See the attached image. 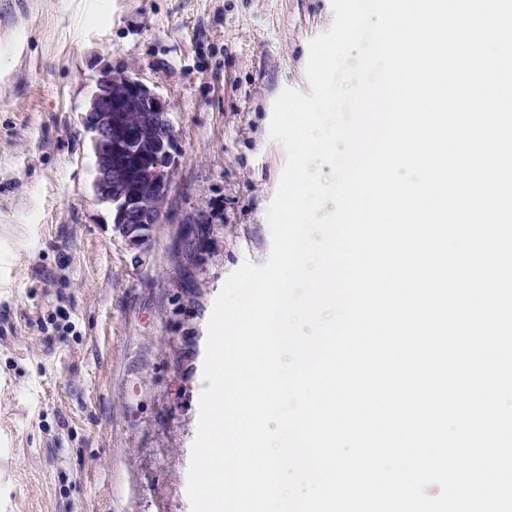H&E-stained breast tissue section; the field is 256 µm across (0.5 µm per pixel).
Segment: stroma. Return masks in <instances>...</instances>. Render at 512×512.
Masks as SVG:
<instances>
[{
  "mask_svg": "<svg viewBox=\"0 0 512 512\" xmlns=\"http://www.w3.org/2000/svg\"><path fill=\"white\" fill-rule=\"evenodd\" d=\"M331 0H0V512H191L207 323L269 256L274 100L310 94ZM175 128L169 222L138 247L92 189L101 71Z\"/></svg>",
  "mask_w": 512,
  "mask_h": 512,
  "instance_id": "35a3bbf8",
  "label": "stroma"
}]
</instances>
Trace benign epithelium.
I'll list each match as a JSON object with an SVG mask.
<instances>
[{
	"instance_id": "1",
	"label": "benign epithelium",
	"mask_w": 512,
	"mask_h": 512,
	"mask_svg": "<svg viewBox=\"0 0 512 512\" xmlns=\"http://www.w3.org/2000/svg\"><path fill=\"white\" fill-rule=\"evenodd\" d=\"M129 88L135 98L127 103V109L138 111L144 116L145 138L155 142L158 153L150 161L143 159L140 138L133 136L126 140V146H115L108 152L101 151V145L112 138V132L121 127L120 110L112 105L120 102V90ZM86 132L89 134L92 165L97 171L100 189L105 199L116 211L114 228L132 246L140 245L153 227L170 220L166 203L173 188V146L174 126L161 98L130 75L104 73L97 79L95 89L88 102V112L82 114ZM140 166L149 186L161 195L155 197L151 206L137 195L112 192V181H121L124 170Z\"/></svg>"
}]
</instances>
